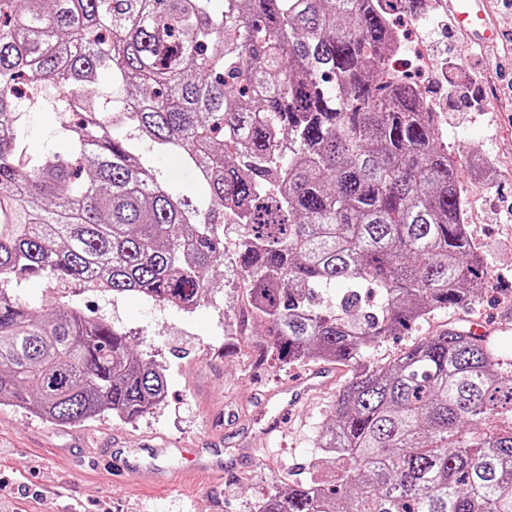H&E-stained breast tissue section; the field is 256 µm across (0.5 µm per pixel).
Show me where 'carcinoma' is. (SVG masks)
Instances as JSON below:
<instances>
[{"label":"carcinoma","mask_w":512,"mask_h":512,"mask_svg":"<svg viewBox=\"0 0 512 512\" xmlns=\"http://www.w3.org/2000/svg\"><path fill=\"white\" fill-rule=\"evenodd\" d=\"M429 0H0V404L59 425L134 421L165 397L129 335L9 285L47 276L191 311L229 264L276 359L354 367L318 447L334 484L271 491L255 512H512V363L448 327L386 365L363 350L475 302L484 259L461 163L427 89L392 68L394 21ZM112 80L108 112L98 74ZM49 105L67 139L19 134ZM205 187L189 204L143 157ZM239 238L226 262L222 227ZM343 284L326 315L315 293ZM375 311L357 319L358 289Z\"/></svg>","instance_id":"obj_1"}]
</instances>
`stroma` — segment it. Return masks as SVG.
<instances>
[{
	"label": "stroma",
	"mask_w": 512,
	"mask_h": 512,
	"mask_svg": "<svg viewBox=\"0 0 512 512\" xmlns=\"http://www.w3.org/2000/svg\"><path fill=\"white\" fill-rule=\"evenodd\" d=\"M456 77L487 72L475 92L478 112H463L457 101L432 85L448 148L461 163V192L470 234L487 263L488 277L476 302L435 314L375 340L364 356L382 365L413 344L454 325L483 324L498 355L512 360V98L502 93L512 82V58L492 67L489 51L459 54ZM65 136L55 110L45 106L22 118L23 143L38 155ZM23 302L39 309L69 305L101 317L127 332L139 354L165 369L164 400L139 420L124 422L110 412L58 425L29 409L0 405V512H253L271 487H288L298 470L324 482L336 478V465L320 453L317 434L334 410L351 371L289 414L283 428L253 460L229 477L202 476L187 484L157 488L149 471L123 480L86 463L95 448L172 449L166 466L186 460L175 447L219 445L235 461L241 430L260 428L278 408L269 393L309 373L313 362L285 366L274 361L262 322L248 309V290L217 267L208 302L191 312L153 306L134 296L116 297L76 282L31 278L13 287Z\"/></svg>",
	"instance_id": "stroma-1"
}]
</instances>
